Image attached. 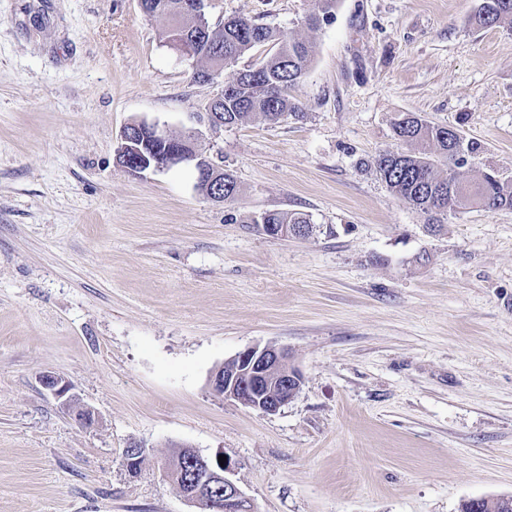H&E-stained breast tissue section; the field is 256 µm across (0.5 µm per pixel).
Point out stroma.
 Here are the masks:
<instances>
[{"label":"stroma","mask_w":512,"mask_h":512,"mask_svg":"<svg viewBox=\"0 0 512 512\" xmlns=\"http://www.w3.org/2000/svg\"><path fill=\"white\" fill-rule=\"evenodd\" d=\"M478 5L337 0L312 28V0H208L211 25L315 47L300 116L215 129L208 102L255 54L200 83L139 0H0V512H195L164 475L183 446L224 451L254 512L512 497V209L434 232L369 166L415 112L482 143L472 174L512 177V26L473 28ZM133 121L192 136L235 200L191 161L119 165ZM272 210L322 230L269 237ZM265 345L301 372L295 398L262 414L211 390Z\"/></svg>","instance_id":"1"}]
</instances>
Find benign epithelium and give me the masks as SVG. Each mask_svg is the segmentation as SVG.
Returning a JSON list of instances; mask_svg holds the SVG:
<instances>
[{"instance_id":"benign-epithelium-1","label":"benign epithelium","mask_w":512,"mask_h":512,"mask_svg":"<svg viewBox=\"0 0 512 512\" xmlns=\"http://www.w3.org/2000/svg\"><path fill=\"white\" fill-rule=\"evenodd\" d=\"M121 164L133 173L163 170L193 160L207 183L224 184V169L197 157L191 137L173 140L155 125L128 124L121 135ZM212 390L263 414H274L300 391L301 373L288 363V353L273 345L248 347L210 377ZM188 449V461L194 464V476L185 478L183 463L169 464L166 476L178 486L182 496L197 507V512H253L242 490L230 478L235 464L224 463ZM224 495L216 496V488Z\"/></svg>"}]
</instances>
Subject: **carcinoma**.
<instances>
[{
  "instance_id": "carcinoma-1",
  "label": "carcinoma",
  "mask_w": 512,
  "mask_h": 512,
  "mask_svg": "<svg viewBox=\"0 0 512 512\" xmlns=\"http://www.w3.org/2000/svg\"><path fill=\"white\" fill-rule=\"evenodd\" d=\"M337 0H314L308 25L316 28L330 16ZM145 14L176 18L182 29H167L166 38L174 43L177 37L199 31L201 20L193 12L192 0H145ZM512 24V0H480L479 8L471 18L476 28ZM208 54L203 56L209 67L193 73L196 81H203L209 71L235 64L242 56L264 47L266 53L239 72L236 80L224 85V103L213 106L222 113L224 125H234L250 116L278 121L288 114L298 115L301 103L295 95L306 74L313 55L310 42L292 33L245 18H229L224 24L207 27L204 35ZM392 130L395 139L407 146L405 151L386 150L378 154L372 166L386 187L411 208L428 216V224L444 223L448 213L468 209L449 184L463 185L480 195L477 207L495 211L512 209V179L495 172H485L480 178H468L466 164L454 162L458 149L477 156L483 146L476 139L461 144L449 136L448 126L432 123L413 113L399 114ZM448 171H438L442 163ZM261 224H295L301 236L314 233L315 224L310 215L284 211H269L261 215ZM459 512H512V502L503 497H489L479 503L471 500L461 504Z\"/></svg>"
}]
</instances>
